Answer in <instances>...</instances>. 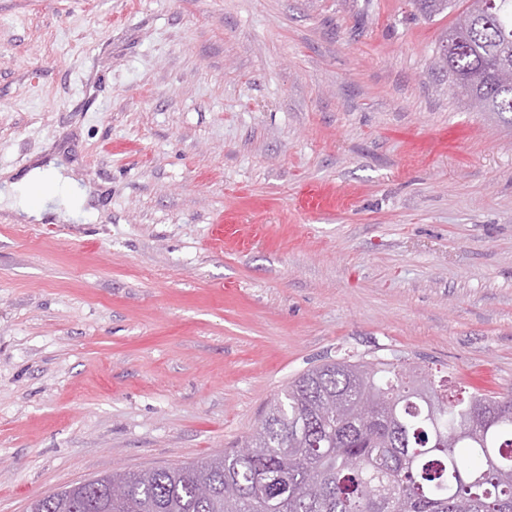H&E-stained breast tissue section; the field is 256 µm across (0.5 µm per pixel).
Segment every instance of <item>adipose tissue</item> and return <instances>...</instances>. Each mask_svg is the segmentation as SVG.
Returning <instances> with one entry per match:
<instances>
[{"mask_svg":"<svg viewBox=\"0 0 512 512\" xmlns=\"http://www.w3.org/2000/svg\"><path fill=\"white\" fill-rule=\"evenodd\" d=\"M68 184V177L55 161L38 160L20 176L6 181V192L0 195V205L13 211L21 221L58 224L67 221L74 209L89 203V190H71L69 201L59 207H48V200Z\"/></svg>","mask_w":512,"mask_h":512,"instance_id":"ef3b65f1","label":"adipose tissue"}]
</instances>
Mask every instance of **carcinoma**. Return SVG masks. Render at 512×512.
<instances>
[{
    "instance_id": "carcinoma-1",
    "label": "carcinoma",
    "mask_w": 512,
    "mask_h": 512,
    "mask_svg": "<svg viewBox=\"0 0 512 512\" xmlns=\"http://www.w3.org/2000/svg\"><path fill=\"white\" fill-rule=\"evenodd\" d=\"M454 0H413L431 19ZM452 85L512 114V0H465L442 38ZM419 365L351 355L306 369L240 449L179 467L114 473L29 512H512V394L448 393ZM371 409L372 421L356 418Z\"/></svg>"
}]
</instances>
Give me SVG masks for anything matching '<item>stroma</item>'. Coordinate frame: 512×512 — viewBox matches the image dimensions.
<instances>
[{
    "label": "stroma",
    "instance_id": "obj_1",
    "mask_svg": "<svg viewBox=\"0 0 512 512\" xmlns=\"http://www.w3.org/2000/svg\"><path fill=\"white\" fill-rule=\"evenodd\" d=\"M408 0H0V512L240 447L349 354L512 392V114ZM62 166L54 160L35 161L20 176H12L14 180L4 181L7 193H0V204L3 208L13 211L19 221H33L60 224L68 220L74 208H84L90 199L89 188L82 191L71 189L70 202L60 203L61 207L49 208L46 201L52 199L63 187L70 188V178L64 176Z\"/></svg>",
    "mask_w": 512,
    "mask_h": 512
}]
</instances>
